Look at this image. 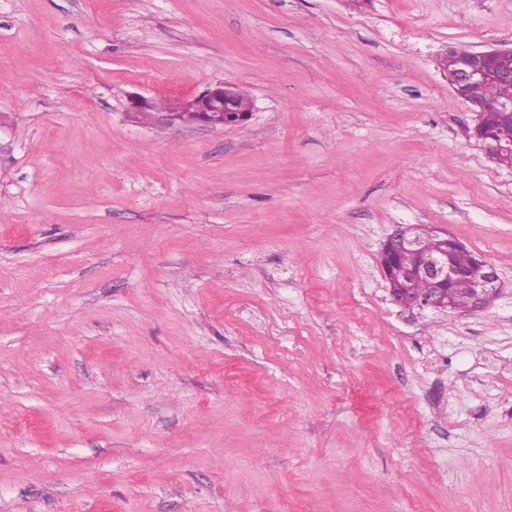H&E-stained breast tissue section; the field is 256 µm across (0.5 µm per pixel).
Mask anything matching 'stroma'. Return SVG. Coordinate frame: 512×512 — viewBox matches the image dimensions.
Listing matches in <instances>:
<instances>
[{"label": "stroma", "mask_w": 512, "mask_h": 512, "mask_svg": "<svg viewBox=\"0 0 512 512\" xmlns=\"http://www.w3.org/2000/svg\"><path fill=\"white\" fill-rule=\"evenodd\" d=\"M512 0H0V512H512V167L440 67ZM218 81L224 129L160 107ZM396 224L501 290L409 312ZM232 83L220 81L199 96L172 103L161 117L167 122L200 124L210 128L239 126L247 123L254 112V103L248 92ZM240 104L251 102L237 107ZM418 248L419 241L414 234L413 225L397 224L394 226L393 231L387 236L386 240L382 244L380 257L381 272L388 284L391 283V277L388 268L383 265L384 253L396 256L406 251H412L401 254L392 267L393 275L396 279H400L403 271L408 270L419 263L421 252L414 251Z\"/></svg>", "instance_id": "1"}]
</instances>
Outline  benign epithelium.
Masks as SVG:
<instances>
[{
	"instance_id": "7a95c632",
	"label": "benign epithelium",
	"mask_w": 512,
	"mask_h": 512,
	"mask_svg": "<svg viewBox=\"0 0 512 512\" xmlns=\"http://www.w3.org/2000/svg\"><path fill=\"white\" fill-rule=\"evenodd\" d=\"M492 77L512 82V47L467 50L448 84L458 95L462 88ZM236 101L237 86L220 81L196 97L172 103L167 111L161 113V117L167 122L200 124L210 128L239 126L251 119L254 103L239 107ZM129 110L138 114L152 112L155 110V103L151 98L134 94L129 99ZM473 131L490 159L512 149V141H504L495 135L483 134L476 127ZM438 236L440 248L426 254L420 265L411 271L409 279L406 280L408 285L417 280H428L434 284V289L426 293H419L411 287L405 289L406 293L413 296L415 308L436 311L453 310V306L446 305L449 301L448 288L454 281L471 276L474 288L472 311L479 312L486 309L500 291L499 277L495 268L478 254L473 256L472 268L457 267L453 261L454 254L464 249L465 244L443 229L438 230ZM418 248L419 241L414 234L413 226L397 224L383 242L381 253L396 256Z\"/></svg>"
}]
</instances>
